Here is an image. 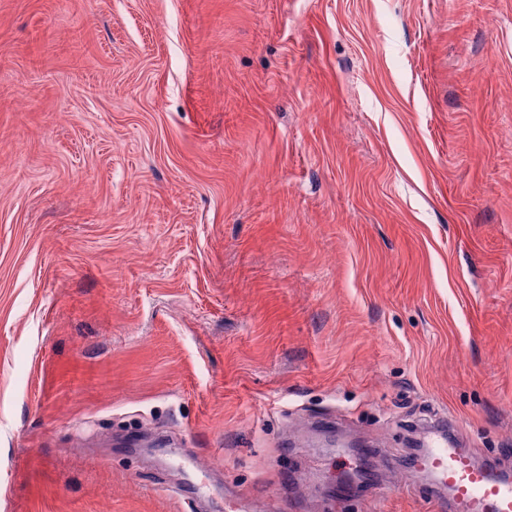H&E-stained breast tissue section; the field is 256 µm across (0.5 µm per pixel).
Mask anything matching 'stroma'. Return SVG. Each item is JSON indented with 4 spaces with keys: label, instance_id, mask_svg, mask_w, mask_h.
<instances>
[{
    "label": "stroma",
    "instance_id": "35a3bbf8",
    "mask_svg": "<svg viewBox=\"0 0 512 512\" xmlns=\"http://www.w3.org/2000/svg\"><path fill=\"white\" fill-rule=\"evenodd\" d=\"M509 100L512 0H0V512L512 469Z\"/></svg>",
    "mask_w": 512,
    "mask_h": 512
}]
</instances>
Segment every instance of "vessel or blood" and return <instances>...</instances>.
Returning a JSON list of instances; mask_svg holds the SVG:
<instances>
[{
	"label": "vessel or blood",
	"instance_id": "obj_1",
	"mask_svg": "<svg viewBox=\"0 0 512 512\" xmlns=\"http://www.w3.org/2000/svg\"><path fill=\"white\" fill-rule=\"evenodd\" d=\"M410 466L425 468L447 489L452 512H512V473L499 464L474 462L467 452L437 440Z\"/></svg>",
	"mask_w": 512,
	"mask_h": 512
}]
</instances>
